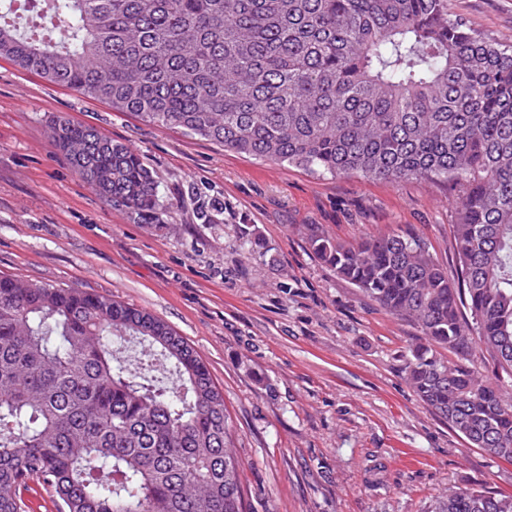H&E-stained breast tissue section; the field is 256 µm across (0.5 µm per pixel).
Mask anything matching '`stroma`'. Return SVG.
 Instances as JSON below:
<instances>
[{
	"mask_svg": "<svg viewBox=\"0 0 512 512\" xmlns=\"http://www.w3.org/2000/svg\"><path fill=\"white\" fill-rule=\"evenodd\" d=\"M512 42V0H450ZM128 145L153 170L158 224L108 204L57 147V117ZM445 185L319 177L143 123L0 58V274L75 284L167 322L224 394L249 512H431L449 488L512 494V464L453 432L404 379L412 325L310 252L393 228L457 277ZM249 226L264 242L250 252Z\"/></svg>",
	"mask_w": 512,
	"mask_h": 512,
	"instance_id": "stroma-1",
	"label": "stroma"
}]
</instances>
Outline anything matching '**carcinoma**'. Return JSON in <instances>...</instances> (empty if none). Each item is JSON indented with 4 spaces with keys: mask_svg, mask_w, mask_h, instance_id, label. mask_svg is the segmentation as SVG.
Returning a JSON list of instances; mask_svg holds the SVG:
<instances>
[{
    "mask_svg": "<svg viewBox=\"0 0 512 512\" xmlns=\"http://www.w3.org/2000/svg\"><path fill=\"white\" fill-rule=\"evenodd\" d=\"M0 0V57L52 83L261 162L447 184L461 277L402 229L311 253L418 342L405 379L459 436L512 463V45L449 0ZM54 140L107 203L153 219L154 172L59 118ZM147 347L130 364L112 341ZM487 354V376L448 351ZM161 365L170 383L143 372ZM36 484L56 512H247L224 394L195 349L110 295L0 275V512ZM433 512H512L457 488Z\"/></svg>",
    "mask_w": 512,
    "mask_h": 512,
    "instance_id": "obj_1",
    "label": "carcinoma"
}]
</instances>
